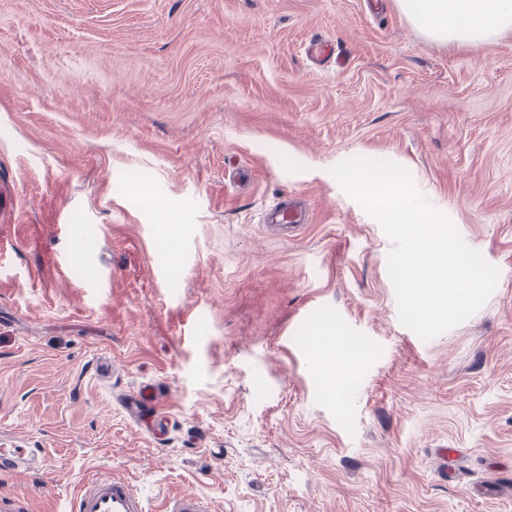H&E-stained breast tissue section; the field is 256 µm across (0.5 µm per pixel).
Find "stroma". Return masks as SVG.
Returning <instances> with one entry per match:
<instances>
[{"label":"stroma","instance_id":"35a3bbf8","mask_svg":"<svg viewBox=\"0 0 512 512\" xmlns=\"http://www.w3.org/2000/svg\"><path fill=\"white\" fill-rule=\"evenodd\" d=\"M352 156L406 167L499 268L467 321L401 324L392 244L330 173ZM286 194L312 215L288 240L261 222ZM154 385L159 436L120 405ZM2 433L47 452L0 480L31 512L95 473L147 512H512V27L466 47L398 0H0ZM206 499L195 494H181L168 500L164 512H210Z\"/></svg>","mask_w":512,"mask_h":512}]
</instances>
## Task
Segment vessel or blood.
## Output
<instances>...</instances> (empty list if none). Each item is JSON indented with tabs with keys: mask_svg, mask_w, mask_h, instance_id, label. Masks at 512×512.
Returning a JSON list of instances; mask_svg holds the SVG:
<instances>
[{
	"mask_svg": "<svg viewBox=\"0 0 512 512\" xmlns=\"http://www.w3.org/2000/svg\"><path fill=\"white\" fill-rule=\"evenodd\" d=\"M309 212L297 201L283 197L268 205L262 213L265 226L290 235L300 225L309 223ZM158 395L140 394L126 402L125 410L134 419L159 424ZM38 449L21 444L0 448V476L11 477L42 469ZM71 512H145L143 499L127 479L97 473L88 477L71 505ZM164 512H210L206 499L195 494H181L168 500Z\"/></svg>",
	"mask_w": 512,
	"mask_h": 512,
	"instance_id": "obj_1",
	"label": "vessel or blood"
}]
</instances>
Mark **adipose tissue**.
Returning <instances> with one entry per match:
<instances>
[{
  "label": "adipose tissue",
  "instance_id": "1",
  "mask_svg": "<svg viewBox=\"0 0 512 512\" xmlns=\"http://www.w3.org/2000/svg\"><path fill=\"white\" fill-rule=\"evenodd\" d=\"M429 37L475 47L497 29L512 26V0H400Z\"/></svg>",
  "mask_w": 512,
  "mask_h": 512
}]
</instances>
